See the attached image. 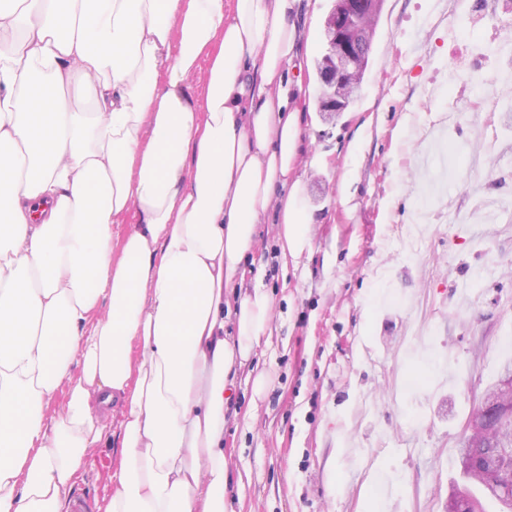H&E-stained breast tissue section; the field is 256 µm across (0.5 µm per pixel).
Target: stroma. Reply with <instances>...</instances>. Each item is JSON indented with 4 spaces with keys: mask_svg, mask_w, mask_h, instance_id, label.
<instances>
[{
    "mask_svg": "<svg viewBox=\"0 0 512 512\" xmlns=\"http://www.w3.org/2000/svg\"><path fill=\"white\" fill-rule=\"evenodd\" d=\"M332 0H296L312 249L274 214L243 265L272 298L224 425L232 512H444L458 443L512 366V0H384L354 104L319 109ZM484 83L474 88L473 64ZM271 378L253 391L260 370ZM111 448L74 489L104 512Z\"/></svg>",
    "mask_w": 512,
    "mask_h": 512,
    "instance_id": "obj_1",
    "label": "stroma"
}]
</instances>
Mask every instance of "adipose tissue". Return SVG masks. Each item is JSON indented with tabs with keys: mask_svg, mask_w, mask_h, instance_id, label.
<instances>
[{
	"mask_svg": "<svg viewBox=\"0 0 512 512\" xmlns=\"http://www.w3.org/2000/svg\"><path fill=\"white\" fill-rule=\"evenodd\" d=\"M294 2L0 0V512H69L114 427L106 512H228L226 413L271 299L255 283L229 335L225 291L270 206L283 255L311 247Z\"/></svg>",
	"mask_w": 512,
	"mask_h": 512,
	"instance_id": "1",
	"label": "adipose tissue"
}]
</instances>
